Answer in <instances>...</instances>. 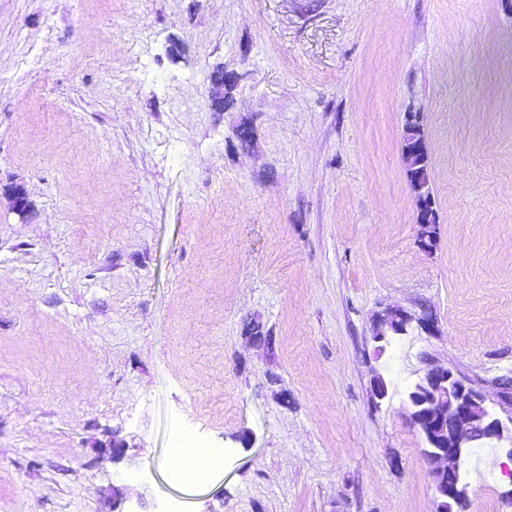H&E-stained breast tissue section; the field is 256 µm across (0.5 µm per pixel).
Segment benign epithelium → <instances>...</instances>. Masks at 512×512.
I'll return each mask as SVG.
<instances>
[{
    "label": "benign epithelium",
    "instance_id": "7a95c632",
    "mask_svg": "<svg viewBox=\"0 0 512 512\" xmlns=\"http://www.w3.org/2000/svg\"><path fill=\"white\" fill-rule=\"evenodd\" d=\"M393 316L400 321L399 335L414 325L429 334L437 330L436 318L424 309L418 314L388 310L378 322L385 324ZM422 360L424 374L408 394L410 423L427 442V460L437 473L447 476L448 499L461 502L469 499L463 467L472 449L496 448L512 460V415L504 420L494 411L482 384L428 353ZM494 384L499 404L512 408V379L500 378Z\"/></svg>",
    "mask_w": 512,
    "mask_h": 512
}]
</instances>
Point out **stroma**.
Returning a JSON list of instances; mask_svg holds the SVG:
<instances>
[{"instance_id": "1", "label": "stroma", "mask_w": 512, "mask_h": 512, "mask_svg": "<svg viewBox=\"0 0 512 512\" xmlns=\"http://www.w3.org/2000/svg\"><path fill=\"white\" fill-rule=\"evenodd\" d=\"M425 353L512 378V0H0V512H435ZM465 480L512 512L504 453ZM424 138H423V135L422 133H418L416 136H412L410 138L409 142L407 144H402V153H404V149L405 148H409V147H412V148H417L420 152H421V156H422V159H423V165L420 166V167H417L415 169H411L409 167H406V175H407V178H408V182H409V186H410V189L413 193V188L414 186L416 185L417 181H418V177H419V172H417V170H420L421 168V171L422 172H425L427 173V177H428V185H429V194H430V198L428 199H425L424 202H425V206L427 208H430L432 212L435 213V210H434V199H433V192H432V188H431V183H430V175H429V172H430V157H429V154L428 152L426 151V148H425V145H424ZM436 214V213H435ZM391 316H397L396 318L401 322L396 332L399 335H405L408 332V329L412 327L413 323H415L421 330L432 335L437 330L436 318H434L433 315L425 309L421 310L418 314H408L407 312L398 309L388 310L385 314H382L376 322L385 324ZM175 448H193L194 452L205 459L211 469L218 467L221 464V457L219 453L213 448H207L203 444L196 441L191 436H182L174 445Z\"/></svg>"}]
</instances>
